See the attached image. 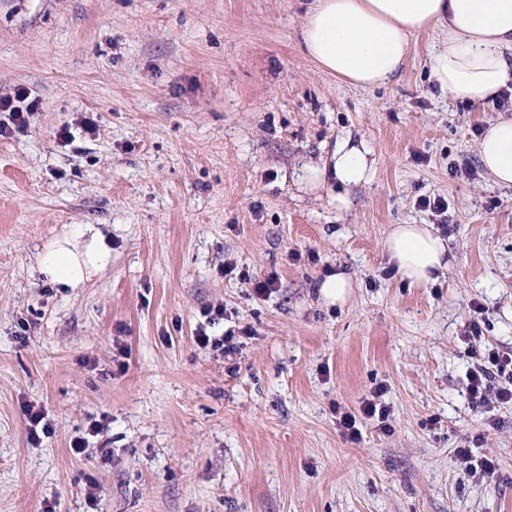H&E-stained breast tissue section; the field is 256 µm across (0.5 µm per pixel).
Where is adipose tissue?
Masks as SVG:
<instances>
[{"mask_svg": "<svg viewBox=\"0 0 512 512\" xmlns=\"http://www.w3.org/2000/svg\"><path fill=\"white\" fill-rule=\"evenodd\" d=\"M435 25L447 43L430 61V76L450 99L491 104L512 80V0H316L303 28L305 49L324 71L361 88L386 85L405 60L409 38ZM495 181L512 185V117L492 124L478 146ZM373 162L364 144L338 139L321 166H306L311 188L335 179L344 186L369 182ZM388 262L409 284L434 281L449 265L444 239L427 224L394 225L384 240ZM111 259L97 227L79 224L39 254V271L53 284L76 288Z\"/></svg>", "mask_w": 512, "mask_h": 512, "instance_id": "adipose-tissue-1", "label": "adipose tissue"}]
</instances>
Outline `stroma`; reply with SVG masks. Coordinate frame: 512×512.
<instances>
[{"instance_id": "35a3bbf8", "label": "stroma", "mask_w": 512, "mask_h": 512, "mask_svg": "<svg viewBox=\"0 0 512 512\" xmlns=\"http://www.w3.org/2000/svg\"><path fill=\"white\" fill-rule=\"evenodd\" d=\"M313 3L0 0V97L39 102L0 137V512H512V402L484 427L461 343L478 302L482 344L512 350V187L478 156L502 112L430 80L438 28L387 85L323 72L303 45ZM347 136L373 180L305 189ZM76 224L112 260L64 289L35 256ZM395 224L444 227L436 280L388 264ZM228 261L277 289L256 296ZM340 271L350 296L324 302ZM218 305L251 331L228 358L194 340ZM379 385L387 427L347 441L337 410ZM28 403L50 430L37 442ZM475 436L491 479L455 454Z\"/></svg>"}]
</instances>
